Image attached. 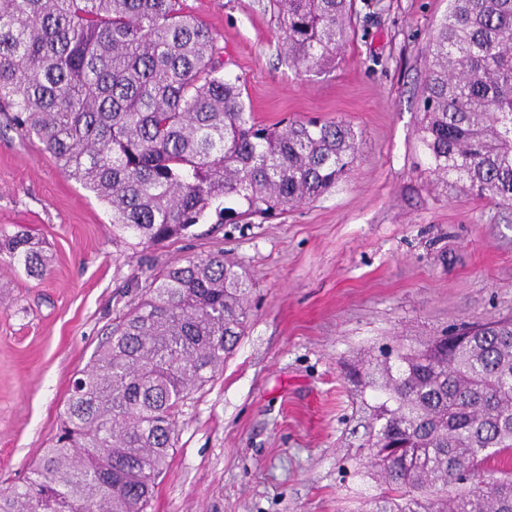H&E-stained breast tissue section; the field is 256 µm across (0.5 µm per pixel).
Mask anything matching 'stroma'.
I'll use <instances>...</instances> for the list:
<instances>
[{
  "mask_svg": "<svg viewBox=\"0 0 512 512\" xmlns=\"http://www.w3.org/2000/svg\"><path fill=\"white\" fill-rule=\"evenodd\" d=\"M218 36L256 121H341L357 156L271 219L137 246L37 139L0 128V234L42 241L43 275L0 268V481L50 446L72 383L150 270L221 251L252 283L234 353L178 416L148 512H368L382 353L512 318V206L437 180L421 141L425 46L448 0H353L328 67L288 60L272 0H185Z\"/></svg>",
  "mask_w": 512,
  "mask_h": 512,
  "instance_id": "1",
  "label": "stroma"
}]
</instances>
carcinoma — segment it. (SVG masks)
Returning <instances> with one entry per match:
<instances>
[{
    "label": "carcinoma",
    "mask_w": 512,
    "mask_h": 512,
    "mask_svg": "<svg viewBox=\"0 0 512 512\" xmlns=\"http://www.w3.org/2000/svg\"><path fill=\"white\" fill-rule=\"evenodd\" d=\"M275 2L292 64L336 60L352 0ZM426 53L430 172L512 205V0H448ZM1 109L138 245L183 237L212 209L219 224L280 214L333 187L356 150L342 122L257 124L183 0H0ZM2 254L36 276L47 264L20 233L0 235ZM137 287L50 448L0 488V512H147L182 407L243 333L251 284L221 251ZM384 373L370 447L387 492L369 512H512V478L488 476L512 454V321L437 337Z\"/></svg>",
    "instance_id": "cac0c4a2"
}]
</instances>
